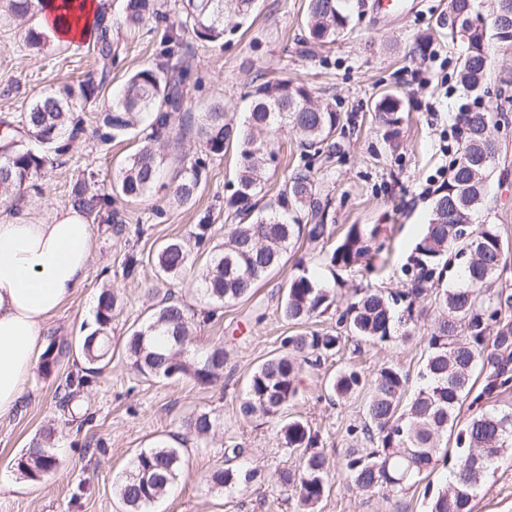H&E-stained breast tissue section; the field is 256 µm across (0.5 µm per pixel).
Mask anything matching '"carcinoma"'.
Instances as JSON below:
<instances>
[{
    "label": "carcinoma",
    "instance_id": "obj_1",
    "mask_svg": "<svg viewBox=\"0 0 512 512\" xmlns=\"http://www.w3.org/2000/svg\"><path fill=\"white\" fill-rule=\"evenodd\" d=\"M42 0H0V20L17 25L32 21ZM248 16L255 0H181L177 20L160 12L156 0H126L124 24L136 29L148 17L162 26L158 42L165 65L132 73L112 96V105L101 115L97 135L107 144L118 138L139 139L140 145L115 177L117 194L136 200L152 191L160 179L165 150L170 141L174 114L188 109V68L183 64L186 46L181 32L192 29L204 42L224 40V10ZM352 0H306L307 37L331 44L344 36L352 23ZM450 16L462 17L457 29L466 37L459 63L460 83L479 91L491 61L487 36L512 45V0H494L491 21L482 19L475 0H451ZM97 35L83 42L99 63L100 79L66 84L37 95L25 111L4 120L8 130L0 135V196L12 198L21 190H38L35 176L49 161L61 156L69 143L85 133L84 119L73 111V99L95 100L111 84L112 18L99 13ZM244 119L225 118L224 104H210L200 116L196 134L209 154L222 155L231 146L239 149L236 189L227 201L230 222L224 223V245L211 255L195 279L198 291L216 304H233L252 295V290L280 267L288 249L301 237L319 241L329 235L326 224L330 199L310 176L309 169L284 178L274 199L263 202L265 165L277 158L278 135L291 128L304 154L311 160L332 153L331 138L344 117L328 103L313 102L310 90L298 81L282 78L263 81L252 90ZM404 103L394 92L381 94L374 112L384 135L399 134ZM491 113L486 109L462 114L460 158L448 183L433 202L429 224L402 269L409 288L385 294L365 288L338 315L336 331H305L284 338L283 351L259 364L247 380L239 403L245 418H277L298 393L297 378L303 365L316 366L336 354L347 340L377 345L407 341L415 318L429 301L434 320L427 340V355L417 373L418 386L407 396L409 374L395 364L382 365L366 378L354 368L334 376L328 397L342 400L365 393V421L360 430L366 448L349 449L341 472L358 489L397 496L423 480V475L442 464L448 468L443 486L425 490L428 512H474L475 500L494 474L502 452L512 448V407L482 409L459 424L463 405L477 406L512 390V323L502 313L512 307V294L496 287L508 268L509 247L494 224H472L483 204L486 181L492 173L497 144L491 134ZM205 160L197 157L183 165L172 192V203L192 205L199 193ZM71 205L86 219L105 224L125 223L114 208V197L92 190L90 182L77 181L70 192ZM210 215L196 225L194 241L171 239L147 258L125 255L123 272L131 276L144 262H151L162 277H179L195 268L193 246L204 244L211 229ZM473 234L464 238L461 229ZM377 228L353 224L329 254V263L352 268L371 252H380ZM462 260L461 283L436 289L452 261ZM336 302L335 291L322 287L305 270L291 276L285 289L282 314L303 325ZM118 303L111 289L102 292L95 328L78 345L86 367L65 378L62 407L91 382L99 365L112 359V311ZM191 317L178 303L164 302L124 340L126 359L144 377H191L202 385L224 376V349L214 348L207 364L188 354L184 342ZM72 343H52L48 356L57 363L70 356ZM189 424L200 438L208 437L216 421L208 412H196ZM280 435L287 447L300 453L294 470H284L280 483L297 493L298 512H316L329 490L330 469L318 449L320 438L306 421L293 418L283 423ZM52 433L25 449L17 459L18 470L38 481L56 467ZM182 448L159 439L140 449L121 476L117 494L125 512H152L181 476ZM258 471L227 467L215 471L213 484L233 489L256 481Z\"/></svg>",
    "mask_w": 512,
    "mask_h": 512
}]
</instances>
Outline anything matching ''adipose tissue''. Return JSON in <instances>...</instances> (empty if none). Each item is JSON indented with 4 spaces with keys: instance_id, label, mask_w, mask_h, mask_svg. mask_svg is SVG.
<instances>
[{
    "instance_id": "ef3b65f1",
    "label": "adipose tissue",
    "mask_w": 512,
    "mask_h": 512,
    "mask_svg": "<svg viewBox=\"0 0 512 512\" xmlns=\"http://www.w3.org/2000/svg\"><path fill=\"white\" fill-rule=\"evenodd\" d=\"M93 248V227L75 209L35 224L0 206V418L19 408L52 318L89 277Z\"/></svg>"
}]
</instances>
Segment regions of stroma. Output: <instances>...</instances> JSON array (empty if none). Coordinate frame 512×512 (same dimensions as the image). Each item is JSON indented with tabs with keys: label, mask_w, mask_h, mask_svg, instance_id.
Listing matches in <instances>:
<instances>
[{
	"label": "stroma",
	"mask_w": 512,
	"mask_h": 512,
	"mask_svg": "<svg viewBox=\"0 0 512 512\" xmlns=\"http://www.w3.org/2000/svg\"><path fill=\"white\" fill-rule=\"evenodd\" d=\"M103 3L112 14V85L117 88L134 71L159 67L164 59L152 33L153 21L129 30L123 23L124 0ZM304 5L305 0H257L248 17L226 11L220 43L203 42L193 32H184L185 65L190 70L186 91L193 112L220 101L227 118L238 122L256 84L288 77L306 84L315 102L331 104L345 116L343 129L334 135L341 151L332 161H307L298 136L288 129L279 135L277 161L266 168L264 192L271 197L286 174L310 166L331 200L329 239H300L279 273L249 299L213 311L208 321L203 318L208 306L196 293L192 276L165 280L149 264L134 276H124L126 253L145 256L168 239L189 237L203 215L211 217V246L224 242L225 203L235 190L238 153L231 149L221 156H206L187 115L175 114L165 166L172 174L181 158L206 157L208 168L196 202L179 207L162 191L133 202L121 199L117 206L126 221L124 231L110 224L95 225L89 280L52 319L46 337L73 341L94 328L98 294L114 289L118 305L110 330L112 360L77 394L75 401L83 412L76 416L62 410L59 398L66 375L82 367V356L73 354L51 367L37 363L19 409L0 420V512H122L115 493L121 475L135 453L169 436L185 452L183 472L154 512H295V492L281 485L279 474L297 467L298 454L284 444L277 421H247L238 412L250 373L281 353L283 339L298 331L282 315L285 282L297 268H304L335 289L341 307L360 288L406 289L402 269L431 216L433 198L425 193L427 181L459 158L453 118L477 100L457 80L463 43L448 28L450 0H421L418 9L396 17L377 15L363 6L355 11L347 35L326 46L307 40ZM487 51L492 66L479 100L493 107L499 88L512 90V47L492 40ZM97 74L95 59L85 49L63 51L51 45L37 52L27 46L23 27L0 25V119L11 118L41 92ZM386 90L404 100L396 148L375 122V101ZM110 102L107 94L92 102L77 101L75 109L85 118L87 131L64 156L41 170L40 192L28 193L23 203L31 221L45 223L60 216L83 174L94 173L95 190L111 193L116 172L136 144L105 145L94 138L97 117ZM491 129L498 154L485 203L473 221L497 225L512 244V105L495 115ZM352 224L378 226L384 268L370 273L330 265L329 252ZM170 293L180 297L194 317L191 344L223 347L221 380L201 385L188 377H144L128 364L123 337ZM431 322V315L419 318L416 333L407 342L358 349L349 343L320 368L304 369L299 393L285 416L307 421L320 435L321 450L330 462H337L347 449L359 445L350 429L364 422V397L357 394L331 403L325 390L328 380L352 365L370 376L386 362L417 373ZM197 411L217 419L214 435L205 441L185 423ZM48 428L56 432L58 466L40 481L26 480L15 462L23 448ZM236 445L245 450L242 464L258 470L257 482L233 490L212 487L210 476L223 467L225 449ZM424 493L420 485L388 499L358 490L338 476L319 512H425ZM475 512H512V455L499 462L476 500Z\"/></svg>",
	"instance_id": "1"
}]
</instances>
